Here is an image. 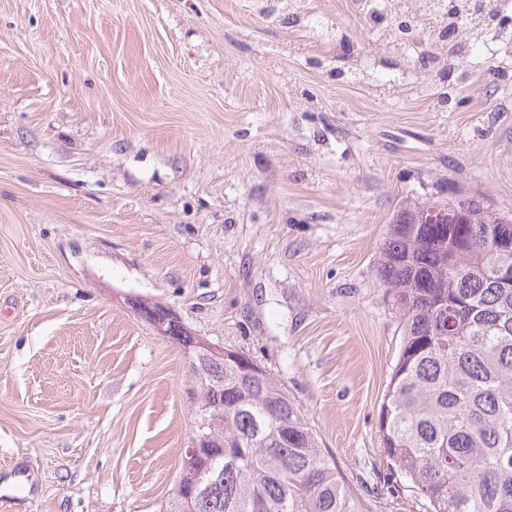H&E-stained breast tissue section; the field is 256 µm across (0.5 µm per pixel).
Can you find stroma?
<instances>
[{
    "label": "stroma",
    "mask_w": 512,
    "mask_h": 512,
    "mask_svg": "<svg viewBox=\"0 0 512 512\" xmlns=\"http://www.w3.org/2000/svg\"><path fill=\"white\" fill-rule=\"evenodd\" d=\"M0 0V512H161L189 443L180 349L285 383L373 512H426L378 413L402 343L374 278L401 209L512 210V78L455 60L448 111L351 0ZM31 473L12 490L15 469ZM145 306V310H147L148 314L147 320L152 322V325L160 335L165 336L168 339H171L174 343L178 345L180 350L184 353V355L189 352L190 354L196 356V345L202 343L200 337L193 336L191 332L183 325L180 324H171L170 322L163 323V320L157 318H151L149 316V307L157 309L160 304L157 303H146L142 302Z\"/></svg>",
    "instance_id": "stroma-1"
}]
</instances>
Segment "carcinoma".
I'll return each mask as SVG.
<instances>
[{"instance_id":"1","label":"carcinoma","mask_w":512,"mask_h":512,"mask_svg":"<svg viewBox=\"0 0 512 512\" xmlns=\"http://www.w3.org/2000/svg\"><path fill=\"white\" fill-rule=\"evenodd\" d=\"M474 9L503 33L512 13L489 0ZM398 44L422 23L411 11L390 17ZM440 44L474 37L464 15ZM512 212L473 196L426 201L397 215L376 267L398 313L403 340L380 405L388 457L430 512H512V288L497 270L512 267ZM184 353L201 343L184 326L148 318ZM191 403L224 448L181 457L162 512H372L336 472L288 389L248 355L224 351L193 374ZM193 505L183 490L212 467Z\"/></svg>"}]
</instances>
